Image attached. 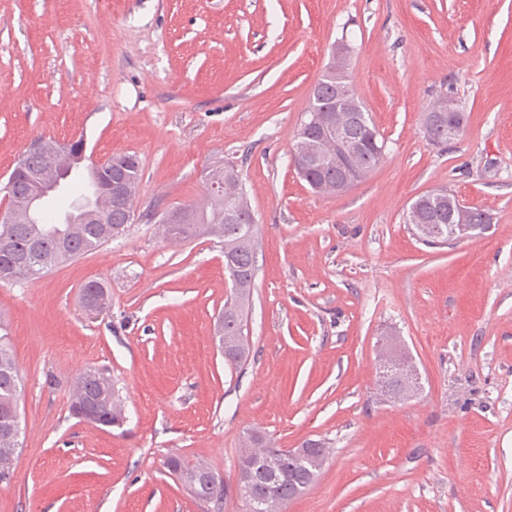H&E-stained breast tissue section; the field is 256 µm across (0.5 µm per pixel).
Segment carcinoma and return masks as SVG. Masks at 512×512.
Listing matches in <instances>:
<instances>
[{
    "label": "carcinoma",
    "mask_w": 512,
    "mask_h": 512,
    "mask_svg": "<svg viewBox=\"0 0 512 512\" xmlns=\"http://www.w3.org/2000/svg\"><path fill=\"white\" fill-rule=\"evenodd\" d=\"M346 58L331 57L314 87L308 108L317 115H326L334 123L349 128L353 134L362 131L363 124L375 128L365 107L336 108V78L346 76ZM121 168L124 169L131 192L120 202L110 198L108 171L99 169L90 172L96 184L92 206H80L77 219L69 224H57L48 212L32 217L22 201L36 191L26 173L13 170L9 179L16 184L17 191L9 202L13 223H0V282L34 280L53 266L73 260L82 254L98 249L122 236L131 226L130 214L141 178V164L134 153H122ZM300 176L313 192L321 195L336 194L337 180L342 176L336 162L328 165H304L298 161ZM211 175H224V194L210 196L201 205H188L171 210L181 218L170 224L158 223L163 239L172 243H183L199 237H214L224 241V270L232 283V295L224 302V311L215 323V333L222 334L230 352L228 362L237 364L249 354V345L244 334V307L249 303L257 271V228L252 222V209L237 167L226 162L209 171ZM427 219L425 224H413V234L423 243L435 246L448 243L450 224L438 222L435 206L431 202L422 204ZM482 209L462 205L458 218L480 230ZM83 307L95 306V310H106L109 300L104 283L92 280L82 288ZM382 392L399 402L410 396L414 378L403 374L400 368L388 370L379 364ZM21 377L5 338L0 336V475L9 472L11 448L15 447L12 430L13 413L17 409ZM84 406L90 407L105 424L124 416V405L115 390L111 375L103 369H89L73 383L69 411ZM308 456L297 462L284 463L276 473L257 475L256 492H266L272 502L281 507L303 494L313 482V460L327 456V448L320 440H306ZM279 448L261 432H251V438L240 449L239 457L275 456ZM165 467H180L182 474L190 480L193 496L207 499L214 512H223L224 496L228 488L224 478L202 462H190L181 456H170Z\"/></svg>",
    "instance_id": "carcinoma-1"
}]
</instances>
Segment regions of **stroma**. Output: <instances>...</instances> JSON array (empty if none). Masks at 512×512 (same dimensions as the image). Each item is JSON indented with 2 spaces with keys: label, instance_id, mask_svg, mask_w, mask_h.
Returning <instances> with one entry per match:
<instances>
[{
  "label": "stroma",
  "instance_id": "obj_1",
  "mask_svg": "<svg viewBox=\"0 0 512 512\" xmlns=\"http://www.w3.org/2000/svg\"><path fill=\"white\" fill-rule=\"evenodd\" d=\"M386 141L339 196L311 192L291 145L333 45ZM465 132L423 134L440 96ZM39 136L83 138L87 165L133 153L141 218L41 277L0 282L23 380L20 447L0 512H206L163 462L237 480L244 432L324 440L316 483L283 512H512V0H0V208ZM237 165L258 224L250 354L224 360V244H170L146 212L204 200ZM452 190L490 228L425 246L409 204ZM104 283L88 314L81 288ZM391 332L412 397L377 385ZM107 370L122 426L71 416L77 377ZM91 286L95 289L92 291ZM81 299L83 307L86 309L87 307L93 305L95 306V310L97 313H102L106 310L109 300L108 289L104 285V283L96 280L89 281L82 288Z\"/></svg>",
  "mask_w": 512,
  "mask_h": 512
}]
</instances>
